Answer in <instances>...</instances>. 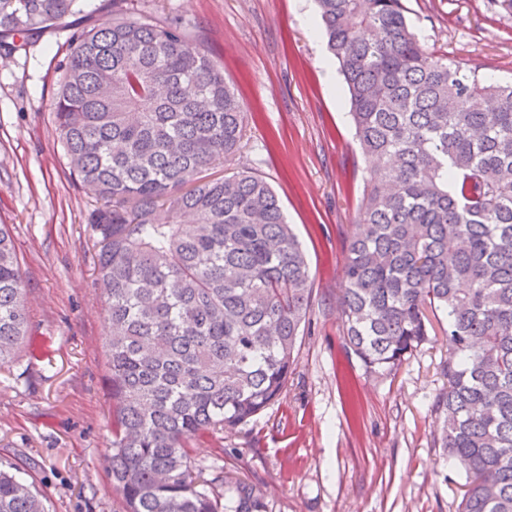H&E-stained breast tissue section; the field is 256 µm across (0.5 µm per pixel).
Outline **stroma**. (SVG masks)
Wrapping results in <instances>:
<instances>
[{"mask_svg":"<svg viewBox=\"0 0 512 512\" xmlns=\"http://www.w3.org/2000/svg\"><path fill=\"white\" fill-rule=\"evenodd\" d=\"M439 53L485 79L512 81V10L502 0H403ZM207 40L249 114L232 170L278 195L306 251L310 322L281 398L239 432L191 445L194 471L223 493L225 476L256 484L268 512H456L464 476L436 438L434 404L448 339L430 335L402 366L365 374L347 354L336 296L367 163L348 115L314 0H138ZM109 0L0 58V224L26 285L42 354L0 366V465L19 470L50 512H119L112 444L105 299L96 283L94 196L70 173L52 103L67 30L104 21Z\"/></svg>","mask_w":512,"mask_h":512,"instance_id":"stroma-1","label":"stroma"}]
</instances>
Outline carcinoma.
Instances as JSON below:
<instances>
[{
  "label": "carcinoma",
  "mask_w": 512,
  "mask_h": 512,
  "mask_svg": "<svg viewBox=\"0 0 512 512\" xmlns=\"http://www.w3.org/2000/svg\"><path fill=\"white\" fill-rule=\"evenodd\" d=\"M79 2L0 0V39L57 26ZM316 4L370 161L336 298L345 349L389 374L439 325V440L465 473L459 512H512V83L436 55L402 0ZM68 43L53 112L97 202L123 512H267L244 481L222 503L188 453L280 399L311 312L310 267L269 183L211 174L244 147L247 113L186 21L112 0V18ZM22 348L41 350L0 224V365ZM0 512L48 509L0 469Z\"/></svg>",
  "instance_id": "obj_1"
}]
</instances>
